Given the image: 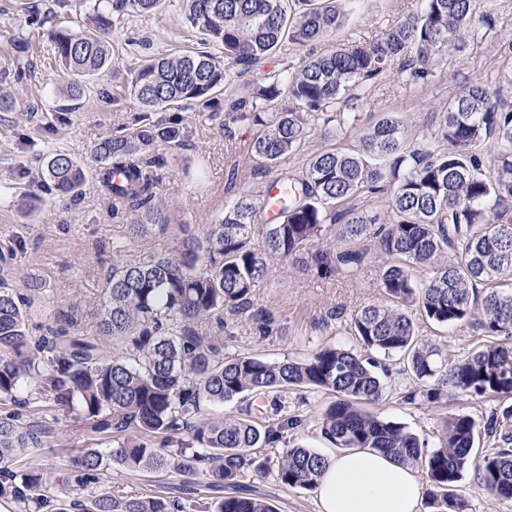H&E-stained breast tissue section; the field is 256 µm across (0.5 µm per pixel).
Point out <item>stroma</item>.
<instances>
[{
    "instance_id": "35a3bbf8",
    "label": "stroma",
    "mask_w": 512,
    "mask_h": 512,
    "mask_svg": "<svg viewBox=\"0 0 512 512\" xmlns=\"http://www.w3.org/2000/svg\"><path fill=\"white\" fill-rule=\"evenodd\" d=\"M93 2L0 0V70L11 65L12 36L26 32L33 50L31 69L22 81H0V94L16 102L15 110L0 112V282L22 295L26 277L45 281L28 308V334L35 339L46 335L58 308L67 301H95L113 265L173 250L187 236L203 237L208 224L223 215L226 202L246 190L262 193L268 182L253 172L248 125L228 126L220 118L193 119L181 145L159 151L163 163L153 169L159 177L155 201L165 209L169 223L154 227L146 237H133L128 206L113 200L96 175L88 176L78 196L50 194L41 176L44 157L65 151L85 159L94 143L128 126L134 113L132 102L114 97L108 75L89 85L80 99L63 93L67 78L43 33L53 28L84 30ZM167 2L161 13L127 17L111 34L116 65L125 69L135 61L125 44L130 35L142 38L148 52L156 55L172 56L196 47L198 36L183 20L181 0ZM342 7L345 20L334 36L306 46H288L289 60L299 65L340 44L377 38L416 12L420 2L344 0ZM480 10L490 15V25L475 26L453 39L424 79L407 81L398 66H391L361 108L362 121L381 112L398 113L405 142L413 148L438 139L448 102L464 86L489 85L512 103V55L504 51L512 42V0H480ZM32 13L40 17L41 29H29ZM391 262V257L373 251L359 272L339 271L323 278L291 262L273 261L254 292L253 314L225 315L224 332L214 342L228 359L243 354L303 358L324 346L352 347L348 320L364 306L387 304L380 275ZM417 326L423 341L439 347L446 359L468 355L484 341L474 318L449 327L421 318ZM387 367V392L376 413L404 424L429 445L439 443L446 415L468 414L481 423L501 407L498 399H473L455 390L449 391L446 401L429 402L417 392L402 363L392 359ZM21 397L18 404L0 399V416L20 414L23 423L40 432L43 449L20 456L18 467L42 470L58 481L68 474L72 456L90 447H109L111 432L92 431L77 403L56 400L53 394L32 387L23 388ZM332 400V394L321 389L296 387L250 404L205 402L197 420L207 422L246 410L259 416L275 410L296 424L270 449V457H280L297 445L330 456L337 449L321 436L319 422ZM176 483V478L165 474L115 467L95 490L145 497L165 494ZM238 490L266 497L277 512H319L315 490L281 486L271 473L240 478Z\"/></svg>"
}]
</instances>
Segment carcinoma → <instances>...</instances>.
<instances>
[{
	"instance_id": "obj_1",
	"label": "carcinoma",
	"mask_w": 512,
	"mask_h": 512,
	"mask_svg": "<svg viewBox=\"0 0 512 512\" xmlns=\"http://www.w3.org/2000/svg\"><path fill=\"white\" fill-rule=\"evenodd\" d=\"M165 0H96L91 29L75 34L51 29L53 45L71 99L85 83L113 67L108 38L130 14L159 13ZM342 0H182L186 24L200 47L177 55L136 58L118 88L137 113L131 127L94 144L89 160L55 153L44 161L43 177L59 198L74 196L97 167L113 197L137 212L132 230L145 237L168 223L153 204L155 177L151 152L179 145L185 121L171 115L155 121L174 103L183 111L222 112L230 123L255 129L251 152L257 169L270 174L280 159L301 149L319 123L357 130V145L307 159L299 174L280 172V219H268V195L241 193L224 206L203 239L186 237L169 253L112 266L103 295L90 305L72 302L56 313L50 330L30 356L24 298L0 288V398L24 386L77 398L83 418L95 431L117 434L105 452L88 449L72 463L65 485L88 489L104 470L117 465L131 472L173 473L188 482L205 472L210 485L234 487L246 473L269 470L268 448L278 442L283 423L275 417H230L192 423L203 401L230 403L294 386L334 393L322 413V436L339 449L372 448L425 471L426 504L433 512H464L455 492L463 473L474 467L478 488L512 498V405L483 425L467 414L444 419L440 444L430 450L404 424L380 417L372 407L386 392V368L379 358L399 357L427 399L448 395V386L470 397H512V293L498 288L512 281V105L485 85L464 87L443 114L441 138L450 149L428 143L406 147L392 113L357 127L358 108L392 64L414 81L428 71L434 55L462 30L490 18L478 15L477 0H423L422 8L380 37L334 48L290 71L281 62L257 80L240 79L283 55L289 44L304 46L328 38L341 18ZM16 65L2 79L21 80L28 70L30 41L11 39ZM488 143L497 148L489 164L477 155ZM380 194L385 208L372 215L353 201ZM338 226L350 245L371 243L393 257L380 277L393 306L368 305L353 313L349 330L357 346H324L306 359L269 360L240 355L226 360L205 343L197 325L214 318L224 331V312L246 313L259 281L274 259L313 268L324 277L356 272L367 250L338 248L309 254L311 243ZM263 237V250L250 247ZM451 253L453 262L439 258ZM423 271L416 281L412 270ZM452 326L479 311L480 327L491 340L460 358L440 359L421 342L411 310ZM92 319L99 336L71 330ZM126 343L114 357L101 342ZM494 447L473 458L478 429ZM187 433L190 450L164 455L138 434L169 439ZM42 447L31 426L14 416L0 417V500L13 512L56 501V512H182L168 496L133 497L118 491L66 500L54 494L50 477L16 467L17 458ZM326 457L311 448H290L277 461L275 478L289 488L318 486ZM215 512H275L262 497L231 493Z\"/></svg>"
}]
</instances>
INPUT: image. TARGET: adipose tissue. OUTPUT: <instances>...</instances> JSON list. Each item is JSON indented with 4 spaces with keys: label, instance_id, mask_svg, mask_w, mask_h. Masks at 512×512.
Here are the masks:
<instances>
[{
    "label": "adipose tissue",
    "instance_id": "adipose-tissue-1",
    "mask_svg": "<svg viewBox=\"0 0 512 512\" xmlns=\"http://www.w3.org/2000/svg\"><path fill=\"white\" fill-rule=\"evenodd\" d=\"M317 493L320 512H420L424 484L411 466L363 448L330 456Z\"/></svg>",
    "mask_w": 512,
    "mask_h": 512
}]
</instances>
